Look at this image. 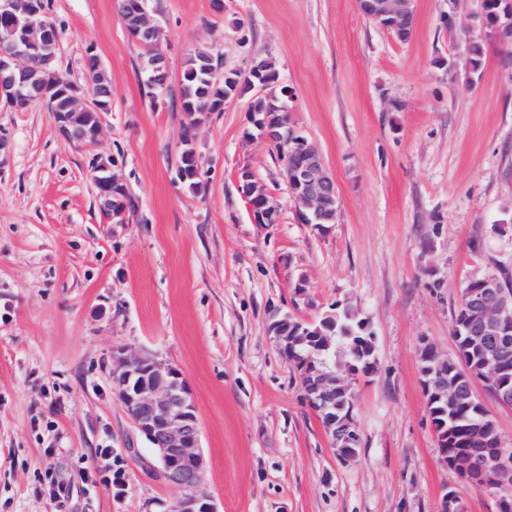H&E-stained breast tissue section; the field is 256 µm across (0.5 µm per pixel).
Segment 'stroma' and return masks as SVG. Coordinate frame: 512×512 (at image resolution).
Listing matches in <instances>:
<instances>
[{
  "instance_id": "35a3bbf8",
  "label": "stroma",
  "mask_w": 512,
  "mask_h": 512,
  "mask_svg": "<svg viewBox=\"0 0 512 512\" xmlns=\"http://www.w3.org/2000/svg\"><path fill=\"white\" fill-rule=\"evenodd\" d=\"M44 5L58 70L91 102L97 56L112 107L90 151L44 101L0 100V512H164L179 497L112 391L118 348L182 372L218 512H441L450 491L461 512H497L442 463L417 354L426 341L453 355L466 283L512 269V62L478 0H414L404 41L358 0H147L168 71L155 92L115 0ZM467 37L484 46L475 74ZM202 48L227 71L273 61L291 124L336 176V223H304L270 144L244 140L255 91L190 125L181 80ZM187 131L197 191L178 174ZM96 155L135 205L125 223L101 218ZM244 166L282 203L280 223L251 219ZM339 301L369 322L377 361L355 386L348 462L270 332Z\"/></svg>"
}]
</instances>
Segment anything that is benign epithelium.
<instances>
[{
  "label": "benign epithelium",
  "mask_w": 512,
  "mask_h": 512,
  "mask_svg": "<svg viewBox=\"0 0 512 512\" xmlns=\"http://www.w3.org/2000/svg\"><path fill=\"white\" fill-rule=\"evenodd\" d=\"M413 0H359L360 10L368 18L384 28L404 36L402 23L413 14ZM503 19L491 22L487 17L485 0H479L478 19L480 27L499 40L500 44L512 46V0H502ZM30 45L11 44L7 51H0V86L14 90L9 102L14 109L25 108L17 75L23 74L32 56ZM261 136L271 144L282 143L287 148L289 160L284 164L283 175L288 184L291 199L300 213L313 212L321 219L324 210L338 203L336 178L329 172L320 153L298 132H288L279 115L261 122ZM250 216L257 224H278L282 214L279 201L256 204V199L244 196ZM488 290L481 293L484 302L474 309L477 327L474 333L481 337L494 336L497 345L485 354L486 360L503 364L512 359V292L502 289L498 283L485 277ZM290 315L272 323L275 340L283 357L296 346L308 342L304 336L288 335ZM435 362L430 379L424 383L425 390L438 388V396L446 401L456 398V390H448V375L440 372L442 360L435 350H430ZM115 368L112 377L113 390L121 402L135 429L150 443L157 465L154 471L167 485L182 492V496L167 512H217L207 495L201 494L204 455L200 447V430L195 405L191 399L187 382L180 370L167 362L150 355L128 356L118 350L113 355ZM336 372L324 363L307 360L301 378V397L306 408L320 420L331 437L339 457L355 458L354 449L360 446L361 435L355 423L353 411L344 416L336 415ZM441 461L456 474H485V464L472 456L448 459L440 454ZM494 462L501 468V476L512 475V448L498 441L494 445ZM497 504L512 501V486L504 480L482 485Z\"/></svg>",
  "instance_id": "benign-epithelium-1"
}]
</instances>
